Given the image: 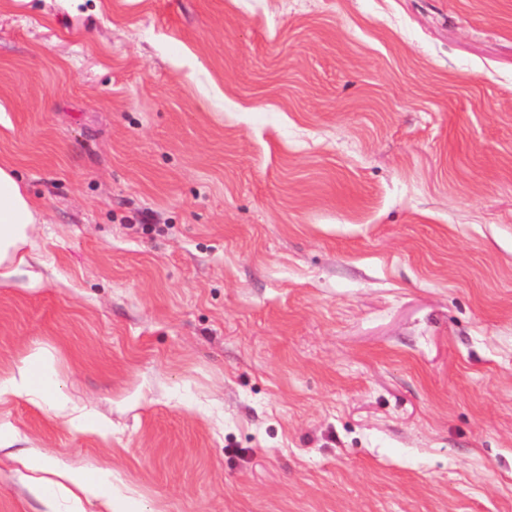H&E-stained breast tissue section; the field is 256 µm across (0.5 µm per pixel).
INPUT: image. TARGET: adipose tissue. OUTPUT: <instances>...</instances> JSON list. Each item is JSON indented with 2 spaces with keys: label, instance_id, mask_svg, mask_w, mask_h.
Instances as JSON below:
<instances>
[{
  "label": "adipose tissue",
  "instance_id": "1",
  "mask_svg": "<svg viewBox=\"0 0 512 512\" xmlns=\"http://www.w3.org/2000/svg\"><path fill=\"white\" fill-rule=\"evenodd\" d=\"M42 214L25 192L15 171L6 165L0 166V287L9 284L12 274L27 265ZM53 379L47 369V357L37 350L26 357L4 380H0V397L4 395L43 396L51 387ZM108 474H99L91 479L76 472L67 473L64 482L49 479L33 480L34 493L47 508H55L59 496H67L73 512H85V502L102 501L107 512H137L133 498L115 499L106 491Z\"/></svg>",
  "mask_w": 512,
  "mask_h": 512
}]
</instances>
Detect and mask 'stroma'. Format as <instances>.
<instances>
[{
  "label": "stroma",
  "mask_w": 512,
  "mask_h": 512,
  "mask_svg": "<svg viewBox=\"0 0 512 512\" xmlns=\"http://www.w3.org/2000/svg\"><path fill=\"white\" fill-rule=\"evenodd\" d=\"M3 163L0 512H512V0H0ZM42 213L25 192L15 171L0 166V288L12 274L34 258L31 247L42 221ZM53 384L47 369V357L41 350L32 352L5 379L0 380V400L4 395H35L42 397ZM58 475L65 479L77 492L59 482L45 478L32 481L34 493L51 511H54L59 496L65 495L72 503L73 511L71 512H85L83 499L88 503H91L93 500H100L105 506L106 511L110 512H146L142 505L137 504L135 499L129 497L123 500H116L112 496V490L106 491L104 489L103 485L111 483L108 473H100L96 480L77 472Z\"/></svg>",
  "instance_id": "35a3bbf8"
}]
</instances>
